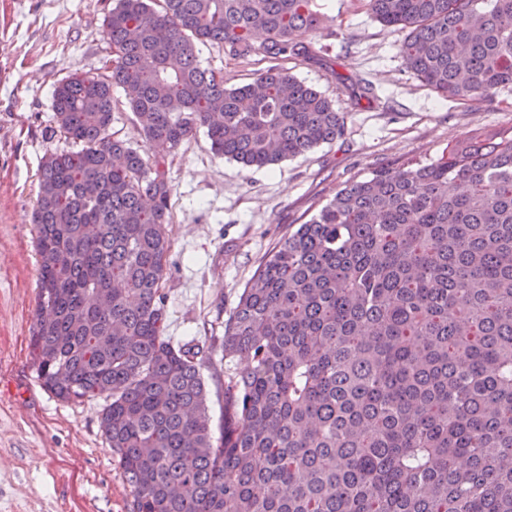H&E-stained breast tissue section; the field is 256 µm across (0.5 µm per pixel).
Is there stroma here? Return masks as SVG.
Returning <instances> with one entry per match:
<instances>
[{"label":"stroma","mask_w":512,"mask_h":512,"mask_svg":"<svg viewBox=\"0 0 512 512\" xmlns=\"http://www.w3.org/2000/svg\"><path fill=\"white\" fill-rule=\"evenodd\" d=\"M114 2L0 0V512L130 510V487L99 428L105 399H55L29 348L39 171L46 155L72 147L55 130L52 92L99 67ZM315 6L326 23L301 39L319 52L286 66L335 99L342 134L272 170L216 156L202 131L166 159L173 193L162 288L173 344L219 346L266 253L348 182L432 162L472 133L512 127V88L490 100L441 99L404 71L403 32L375 20L360 0ZM341 75L371 84L376 99L351 96Z\"/></svg>","instance_id":"1"}]
</instances>
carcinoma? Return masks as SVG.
Wrapping results in <instances>:
<instances>
[{"mask_svg": "<svg viewBox=\"0 0 512 512\" xmlns=\"http://www.w3.org/2000/svg\"><path fill=\"white\" fill-rule=\"evenodd\" d=\"M406 32L404 68L444 100L512 86V0H363ZM314 0H117L110 54L57 84L35 210L30 336L61 401L105 396L130 512H512V131L339 190L267 253L224 328L214 437L201 368L165 336L173 187L155 147L200 128L272 169L341 134L307 58ZM262 35L255 43L253 37ZM272 62L227 86L199 46ZM142 134L112 136V88Z\"/></svg>", "mask_w": 512, "mask_h": 512, "instance_id": "cac0c4a2", "label": "carcinoma"}]
</instances>
